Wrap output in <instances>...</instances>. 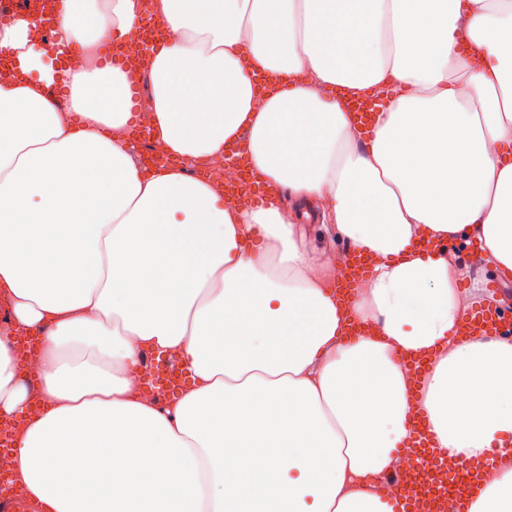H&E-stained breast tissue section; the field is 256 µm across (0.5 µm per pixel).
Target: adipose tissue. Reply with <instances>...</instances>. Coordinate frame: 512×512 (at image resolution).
Here are the masks:
<instances>
[{
	"mask_svg": "<svg viewBox=\"0 0 512 512\" xmlns=\"http://www.w3.org/2000/svg\"><path fill=\"white\" fill-rule=\"evenodd\" d=\"M152 2L147 133L171 166L144 167L131 80L100 56L141 0H60L79 69L39 17L0 26V298L42 333L43 398L0 339V419L37 512H396L379 481L415 416L449 459L512 440V343L459 338L481 281L418 248L512 277V0ZM343 89L387 90L371 129ZM241 136L278 189L260 207L194 174ZM305 219L373 257L348 299ZM147 352L184 372L164 409L127 372ZM467 512H512V457Z\"/></svg>",
	"mask_w": 512,
	"mask_h": 512,
	"instance_id": "obj_1",
	"label": "adipose tissue"
}]
</instances>
